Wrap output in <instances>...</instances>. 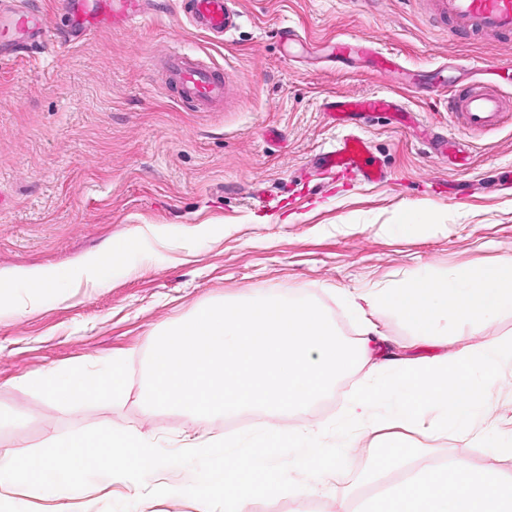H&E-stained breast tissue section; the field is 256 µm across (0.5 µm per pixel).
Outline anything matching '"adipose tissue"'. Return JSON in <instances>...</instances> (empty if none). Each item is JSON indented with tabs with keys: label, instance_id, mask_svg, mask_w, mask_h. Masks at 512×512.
<instances>
[{
	"label": "adipose tissue",
	"instance_id": "1",
	"mask_svg": "<svg viewBox=\"0 0 512 512\" xmlns=\"http://www.w3.org/2000/svg\"><path fill=\"white\" fill-rule=\"evenodd\" d=\"M129 241L112 243L106 250L85 260L79 269L44 268L16 274L0 293H18L16 313H24L46 300L64 298L67 288L78 279L99 284L112 275L113 257L128 253ZM22 388L47 392L62 402H73L86 395L122 392L126 370L115 358L98 370L52 369L26 376ZM375 499L381 512H512V475L484 469L463 457L425 470L409 473L400 482L383 484Z\"/></svg>",
	"mask_w": 512,
	"mask_h": 512
}]
</instances>
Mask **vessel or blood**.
Instances as JSON below:
<instances>
[{
    "label": "vessel or blood",
    "instance_id": "obj_1",
    "mask_svg": "<svg viewBox=\"0 0 512 512\" xmlns=\"http://www.w3.org/2000/svg\"><path fill=\"white\" fill-rule=\"evenodd\" d=\"M151 3L152 0H59L58 14L77 38L87 39L106 23L135 32L148 15ZM433 7L447 14L459 29L512 34V0H433ZM185 11L193 26L215 36H230L241 20L235 0H187ZM52 30L51 21L43 13L29 7L16 8L0 0V62L16 58L20 49L27 46L53 51ZM328 46L331 57L338 59L370 55L374 67L380 71H391L397 65L395 54L380 51L363 38L340 36L331 39ZM163 66L169 84L180 91L182 99L203 108L223 102L230 85L229 76L201 66L177 51L164 59ZM471 67L480 73V80L443 98L442 104L461 114L469 133H488L501 125L508 112L506 100L497 86L485 79L487 62L475 60ZM324 110L332 118L342 119L374 112L400 113L404 106L388 95H336L325 101ZM318 166L326 174L342 172L369 182H380L387 177L369 142L356 134L341 138L333 150L322 153Z\"/></svg>",
    "mask_w": 512,
    "mask_h": 512
}]
</instances>
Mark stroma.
<instances>
[{"instance_id": "stroma-1", "label": "stroma", "mask_w": 512, "mask_h": 512, "mask_svg": "<svg viewBox=\"0 0 512 512\" xmlns=\"http://www.w3.org/2000/svg\"><path fill=\"white\" fill-rule=\"evenodd\" d=\"M239 29L220 40L189 26L183 0H157L136 33L109 25L55 52L0 64V274L25 268L76 267L114 241L138 236L135 248L101 287L72 289L22 315L0 298V455L39 447L51 433L115 427L168 450L186 437L229 436L258 428L267 414L246 409L213 417L145 405L148 354L160 329L218 302L257 296L309 298L348 343L357 325L343 289L400 282L425 273L512 259V115L491 133L472 136L437 104L435 68L448 58L488 60L512 96V35L449 36L450 24L429 16L426 0H239ZM291 27L311 39L343 34L372 39L400 57L413 77L381 74L368 62H330L286 50ZM174 47L228 71V100L212 112L182 101L158 67ZM391 94L415 112L404 127L384 112L331 123L330 95ZM356 132L388 171L379 184L318 175L315 161ZM457 139L465 163L429 154L427 134ZM405 210L433 221L403 232ZM380 359L442 355L455 334L421 343L398 318L375 320ZM121 357L122 393L90 395L62 405L17 385L53 367L92 368ZM363 379L339 377L309 407L283 413L282 426L323 428L339 417ZM483 433L512 430V376L497 381ZM384 428L356 432L346 448L339 486L304 501L279 495L256 512H336L335 494H368L362 478L376 469L371 443ZM416 455L381 471L396 482L450 456L512 473V459L481 452L456 437L402 431ZM145 486L113 478L110 486L74 492L76 512H105L114 501L133 512H197L180 498H142Z\"/></svg>"}]
</instances>
